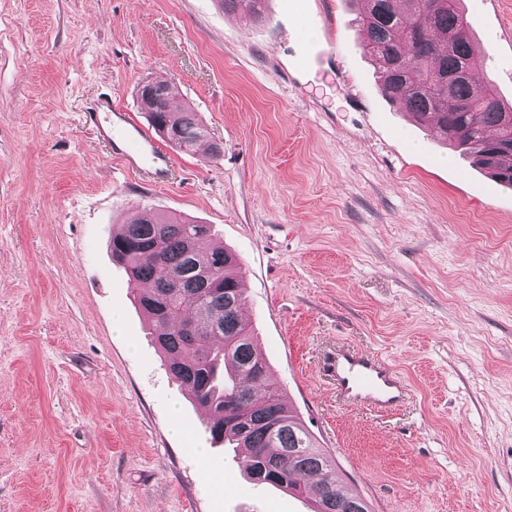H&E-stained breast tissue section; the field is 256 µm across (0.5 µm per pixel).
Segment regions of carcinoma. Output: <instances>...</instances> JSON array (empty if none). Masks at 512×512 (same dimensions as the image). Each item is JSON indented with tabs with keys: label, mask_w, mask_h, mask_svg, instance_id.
<instances>
[{
	"label": "carcinoma",
	"mask_w": 512,
	"mask_h": 512,
	"mask_svg": "<svg viewBox=\"0 0 512 512\" xmlns=\"http://www.w3.org/2000/svg\"><path fill=\"white\" fill-rule=\"evenodd\" d=\"M264 0H221L224 10L263 17ZM359 24L379 65L382 94L440 135L490 178L512 187V106L502 102L467 36L459 0H364ZM141 110L169 145L191 153L217 143L196 114L173 106L174 86L151 82ZM135 298L155 327L153 340L172 378L207 409L206 428L249 478L286 490L311 512H371L368 500L336 476L298 412L287 406L269 364L242 317L245 302L236 256L212 242L211 228L181 215L144 209L112 235ZM310 471L321 475L305 482Z\"/></svg>",
	"instance_id": "cac0c4a2"
}]
</instances>
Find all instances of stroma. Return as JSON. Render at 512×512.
<instances>
[{"label":"stroma","mask_w":512,"mask_h":512,"mask_svg":"<svg viewBox=\"0 0 512 512\" xmlns=\"http://www.w3.org/2000/svg\"><path fill=\"white\" fill-rule=\"evenodd\" d=\"M0 0V512H309L253 481L170 379L109 242L138 208L211 225L284 397L372 512H512V187L381 93L357 0ZM512 103V0H461ZM332 44L322 66L294 61ZM175 84L207 147L157 186L83 114ZM395 367L397 411L320 374ZM324 370L336 383L339 396L351 405L388 412L403 400L405 382L398 371L366 351L338 349L327 359Z\"/></svg>","instance_id":"35a3bbf8"}]
</instances>
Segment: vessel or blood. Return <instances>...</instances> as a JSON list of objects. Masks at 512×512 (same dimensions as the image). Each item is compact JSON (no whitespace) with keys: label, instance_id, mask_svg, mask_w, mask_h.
<instances>
[{"label":"vessel or blood","instance_id":"obj_1","mask_svg":"<svg viewBox=\"0 0 512 512\" xmlns=\"http://www.w3.org/2000/svg\"><path fill=\"white\" fill-rule=\"evenodd\" d=\"M84 120L117 158L146 171L154 183L168 181L171 155L130 112L107 99L97 109L86 112ZM324 370L346 403L388 412L396 409L404 397L405 382L398 371L366 351L338 349L327 359Z\"/></svg>","mask_w":512,"mask_h":512}]
</instances>
